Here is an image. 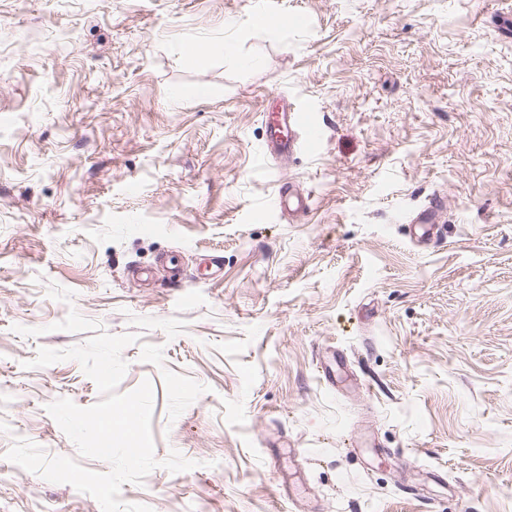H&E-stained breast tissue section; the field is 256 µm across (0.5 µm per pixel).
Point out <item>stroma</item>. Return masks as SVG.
<instances>
[{"label":"stroma","instance_id":"obj_1","mask_svg":"<svg viewBox=\"0 0 512 512\" xmlns=\"http://www.w3.org/2000/svg\"><path fill=\"white\" fill-rule=\"evenodd\" d=\"M267 2L0 0V512H102L5 458L110 469L45 410L100 401L81 366H23L87 341L72 309L140 333L118 390L150 380L156 459L196 463L123 503L512 512V0ZM268 93L323 132L285 167ZM309 199V194H305L294 184L284 181L278 184L275 205L280 212L288 214L291 222L300 223L306 220L310 212ZM445 210V198L441 195H433L426 208L420 210L410 221L420 246L428 247L439 243L442 237L440 219Z\"/></svg>","mask_w":512,"mask_h":512}]
</instances>
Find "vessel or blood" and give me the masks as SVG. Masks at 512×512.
I'll return each mask as SVG.
<instances>
[{
	"label": "vessel or blood",
	"instance_id": "obj_1",
	"mask_svg": "<svg viewBox=\"0 0 512 512\" xmlns=\"http://www.w3.org/2000/svg\"><path fill=\"white\" fill-rule=\"evenodd\" d=\"M263 151L266 158L282 163L288 162L301 146H313L320 138V130L309 117L292 107L287 96H279L265 119ZM275 205L280 212L288 214L292 222L305 220L310 211L309 196L294 184L281 182L275 194ZM446 209L443 196H432L426 208L411 220L417 241L427 247L438 244L441 239L440 219Z\"/></svg>",
	"mask_w": 512,
	"mask_h": 512
}]
</instances>
